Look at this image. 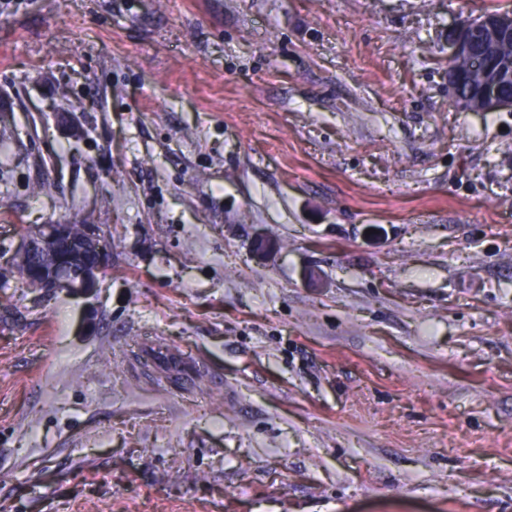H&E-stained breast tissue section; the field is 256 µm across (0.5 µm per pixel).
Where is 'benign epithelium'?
<instances>
[{"label": "benign epithelium", "instance_id": "1", "mask_svg": "<svg viewBox=\"0 0 512 512\" xmlns=\"http://www.w3.org/2000/svg\"><path fill=\"white\" fill-rule=\"evenodd\" d=\"M481 36L486 52L474 54V39ZM512 33V11H501L489 22L474 21L461 28L452 42V57L468 56L482 70L485 81L463 95L464 71L448 72V94L461 112H496L512 109V63L497 48L499 38ZM108 242L98 226L87 224L76 236L66 224H36L26 233L15 255L19 271L30 287L39 290L81 292L90 287L106 265Z\"/></svg>", "mask_w": 512, "mask_h": 512}]
</instances>
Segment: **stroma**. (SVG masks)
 I'll return each instance as SVG.
<instances>
[{"mask_svg": "<svg viewBox=\"0 0 512 512\" xmlns=\"http://www.w3.org/2000/svg\"><path fill=\"white\" fill-rule=\"evenodd\" d=\"M488 10L0 0V512H512V110L448 95ZM62 215L80 294L10 264ZM33 225L14 256H19L18 269L31 288L81 292L95 282L106 265L108 242L95 224L71 223ZM67 224H70L71 230ZM77 260L76 272L70 263Z\"/></svg>", "mask_w": 512, "mask_h": 512, "instance_id": "1", "label": "stroma"}]
</instances>
